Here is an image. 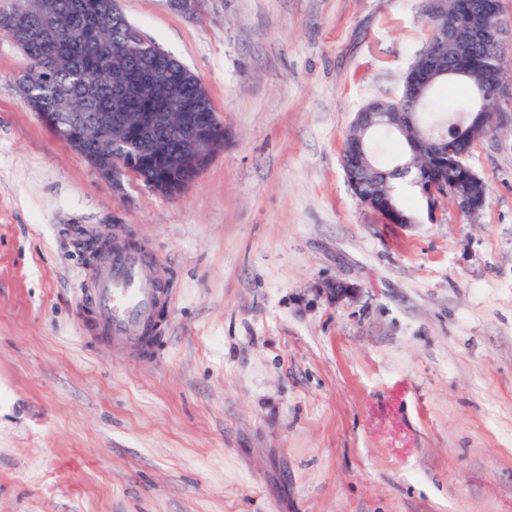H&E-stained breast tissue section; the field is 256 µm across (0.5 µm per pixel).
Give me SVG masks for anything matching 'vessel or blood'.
Here are the masks:
<instances>
[{
	"instance_id": "1",
	"label": "vessel or blood",
	"mask_w": 512,
	"mask_h": 512,
	"mask_svg": "<svg viewBox=\"0 0 512 512\" xmlns=\"http://www.w3.org/2000/svg\"><path fill=\"white\" fill-rule=\"evenodd\" d=\"M88 325L107 347L149 348L161 307L170 300L147 272L145 250L135 244L111 254L89 283L81 285Z\"/></svg>"
}]
</instances>
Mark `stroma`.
Returning <instances> with one entry per match:
<instances>
[{
    "mask_svg": "<svg viewBox=\"0 0 512 512\" xmlns=\"http://www.w3.org/2000/svg\"><path fill=\"white\" fill-rule=\"evenodd\" d=\"M119 6L205 83L224 148L178 197L113 190L0 36V512H512V99L467 158L484 211L390 224L342 153L426 47L421 0ZM89 232L141 242L174 296L153 363L82 326ZM321 289H323V293L326 295L327 299L334 304L355 300L361 290V288L355 284L338 280L326 283Z\"/></svg>",
    "mask_w": 512,
    "mask_h": 512,
    "instance_id": "obj_1",
    "label": "stroma"
}]
</instances>
